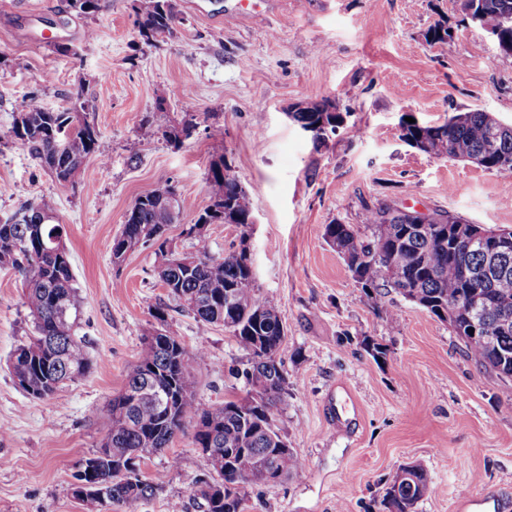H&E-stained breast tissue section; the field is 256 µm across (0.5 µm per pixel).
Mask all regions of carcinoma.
Masks as SVG:
<instances>
[{
    "mask_svg": "<svg viewBox=\"0 0 512 512\" xmlns=\"http://www.w3.org/2000/svg\"><path fill=\"white\" fill-rule=\"evenodd\" d=\"M84 7L68 0L70 11L91 15L106 7V0H91ZM469 19L492 31L498 46L512 47V0H471ZM138 34L147 44L178 38L179 18L169 11L166 0H135ZM329 100L312 102L293 114L302 126L331 122ZM89 108L81 102L52 111L39 98L31 97L15 118L11 133L27 146L41 163L55 162L57 179L65 180L95 153L99 132L87 121ZM499 119L491 112L470 111L459 120L452 116L440 126L409 124L407 134L421 138L419 151L459 159L476 155L489 158L490 170L512 175V129L498 132ZM207 191L216 210L208 208L198 220L224 221L245 229L252 214V201L224 162L212 165ZM174 196L176 188L165 184L138 197L139 206L130 213L121 236L110 246L112 262L122 263L141 245L161 242L168 227L179 221L176 209L160 202L159 196ZM24 220L0 223V266H11L24 276L26 304L34 320L36 335L13 355L12 373L18 385L35 398L52 395L63 381L84 376L92 368L81 340L72 334L79 315L66 231L54 223L55 205L43 197L21 209ZM364 223L372 227L369 239L361 238L349 224H328L324 236L345 260L353 279L365 289L389 286L405 300L448 323L464 341L468 356L477 364L504 377H512V251L498 258L500 273L487 272L490 249L474 247L465 239L448 238V225L457 218L432 212L429 224L415 223L409 213H398L385 204L368 209ZM198 263L192 266L165 259L158 270L161 282L183 306L208 323H222L236 343L249 355L244 375L247 397L226 400L216 407L200 403L195 394V365L200 352L188 351L174 336L168 340H145L137 363L123 392L112 400L109 425L96 458L90 480L113 482L112 469H125V483L113 486L111 503L126 505L152 496L163 476L141 478L136 472L139 449L159 453L188 423L195 427V444L208 447L215 436L221 463H211L214 476L210 492L200 493L205 512H242L244 498L238 490L276 484L303 472L301 457L280 434L275 412L288 398V372L280 351L285 329L274 303L255 287L251 259L244 247L211 254L204 239L198 240ZM485 296L477 318V339L465 303L474 294ZM155 379L173 397L166 410L142 402L123 412L129 393ZM428 489L424 468L409 462L400 467L383 499L385 512H415Z\"/></svg>",
    "mask_w": 512,
    "mask_h": 512,
    "instance_id": "cac0c4a2",
    "label": "carcinoma"
}]
</instances>
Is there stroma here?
Listing matches in <instances>:
<instances>
[{"label": "stroma", "mask_w": 512, "mask_h": 512, "mask_svg": "<svg viewBox=\"0 0 512 512\" xmlns=\"http://www.w3.org/2000/svg\"><path fill=\"white\" fill-rule=\"evenodd\" d=\"M236 3L175 0L177 39L147 45L132 0L87 16L66 0H0V222L54 200L80 301L74 333L93 363L44 399L16 384L10 360L34 320L22 274L0 267V512H205L194 491L211 468L191 425L142 462L143 477L165 476L155 496L95 507L72 494L79 460L100 445L110 404L156 329L203 351L199 400L246 394L245 351L162 286L155 248L111 259L134 200L168 183L181 199L167 233L175 249L192 252L203 240L220 255L248 239L255 286L287 329L288 398L276 419L305 471L254 487L244 512H382L399 467L413 461L429 478L416 512H456L472 492L512 512V378L476 364L447 323L393 290L367 292L324 238L336 223L370 237L364 208L382 204L512 228V179L401 139L409 117L438 126L486 110L511 125L512 56L465 18L459 0H262L264 19L236 14ZM440 20L451 39L428 41ZM33 96L53 110L79 99L94 107L98 150L67 185L9 134ZM186 98L194 126L167 141L162 132L182 122ZM325 99L346 124L317 146L289 113ZM220 160L249 191L255 222L187 236L184 226L210 203L207 177ZM367 339L385 360L365 351ZM340 381L356 404L349 432L323 411Z\"/></svg>", "instance_id": "35a3bbf8"}]
</instances>
